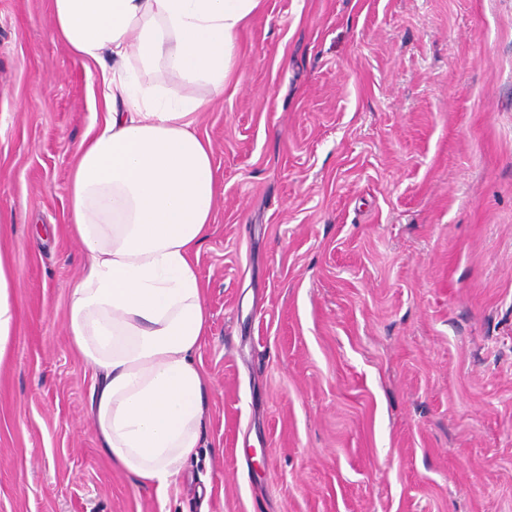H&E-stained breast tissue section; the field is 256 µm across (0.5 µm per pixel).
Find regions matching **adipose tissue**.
Here are the masks:
<instances>
[{"label": "adipose tissue", "mask_w": 512, "mask_h": 512, "mask_svg": "<svg viewBox=\"0 0 512 512\" xmlns=\"http://www.w3.org/2000/svg\"><path fill=\"white\" fill-rule=\"evenodd\" d=\"M259 2L50 0L53 36L97 67L103 100L69 184L86 261L67 333L97 372L90 411L103 448L161 493L196 456L206 421L198 351L210 317L196 258L218 195L211 143L195 131L210 97H174L165 84L223 94Z\"/></svg>", "instance_id": "ef3b65f1"}]
</instances>
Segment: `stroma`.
<instances>
[{
    "instance_id": "obj_1",
    "label": "stroma",
    "mask_w": 512,
    "mask_h": 512,
    "mask_svg": "<svg viewBox=\"0 0 512 512\" xmlns=\"http://www.w3.org/2000/svg\"><path fill=\"white\" fill-rule=\"evenodd\" d=\"M49 2L0 0V512H512V0H260L196 123L208 418L164 493L66 334L97 79ZM17 276L0 255V362L6 357L14 324V309L10 302V280Z\"/></svg>"
}]
</instances>
